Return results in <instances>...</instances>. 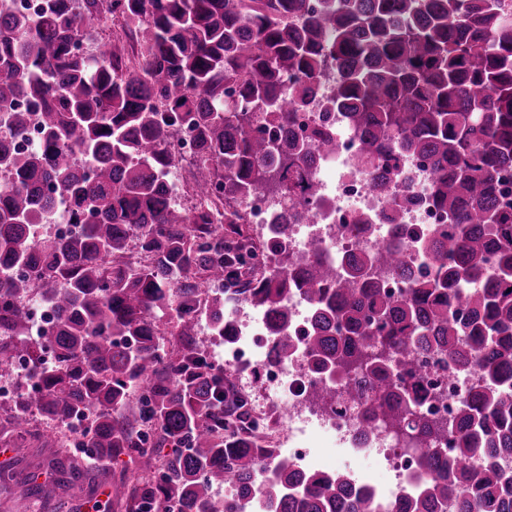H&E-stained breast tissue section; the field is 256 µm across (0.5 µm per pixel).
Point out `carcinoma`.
Returning <instances> with one entry per match:
<instances>
[{
    "label": "carcinoma",
    "mask_w": 512,
    "mask_h": 512,
    "mask_svg": "<svg viewBox=\"0 0 512 512\" xmlns=\"http://www.w3.org/2000/svg\"><path fill=\"white\" fill-rule=\"evenodd\" d=\"M125 37L84 51L107 18ZM347 112L356 165L387 195L396 161L430 166L429 197L450 229L418 242L425 271L412 277L401 250L346 253L340 266L295 261L283 240L252 234L240 205L267 196L285 223L320 203L312 161L336 147L326 123L305 138L286 128L328 63ZM25 103L14 108L16 100ZM9 133L37 123L42 140L18 150L0 136V371L26 353L23 401L4 408L0 438L85 412L74 438L95 458L152 464L123 470L117 507L144 512H236L213 489L258 494L266 512H372L341 472L305 480L294 462L240 436L248 400L199 353L203 321L228 340V292L247 296L276 337L267 362L305 350L312 371L348 378L347 398L410 443L429 442L432 474L395 512H512V0H46L37 13L0 9V113ZM189 129L198 156L191 199L171 202L165 176L181 167L168 138ZM62 206L80 233L59 239L34 223ZM277 255L271 271L244 268V253ZM385 273L406 285L397 299ZM55 309L44 341H27L31 300ZM312 304L302 341L288 335V295ZM483 351L471 403L450 422L416 413L424 378L414 351L468 364ZM457 436L461 482L438 479L448 434ZM170 451L165 453L163 448ZM274 476L254 485L260 459ZM484 463L476 473L471 466ZM57 486L83 481L57 462ZM27 495L54 489L26 478Z\"/></svg>",
    "instance_id": "cac0c4a2"
}]
</instances>
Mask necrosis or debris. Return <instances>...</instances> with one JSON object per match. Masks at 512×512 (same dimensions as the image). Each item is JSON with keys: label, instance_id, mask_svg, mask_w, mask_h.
I'll use <instances>...</instances> for the list:
<instances>
[{"label": "necrosis or debris", "instance_id": "necrosis-or-debris-1", "mask_svg": "<svg viewBox=\"0 0 512 512\" xmlns=\"http://www.w3.org/2000/svg\"><path fill=\"white\" fill-rule=\"evenodd\" d=\"M337 72L328 68L316 82L317 94L308 108L300 112L295 124L288 129L290 136L304 137L308 127L323 119L334 126L336 151L317 158L314 173L323 194L324 204L314 209L307 220L288 226L284 239L295 258L304 259L319 253L324 262L337 263L351 249L370 253L375 245L392 239L395 228L388 218L393 208L392 198L382 196L373 186L370 170L355 165L356 136L349 129L343 111H325V103L336 87ZM402 180L396 192L418 196L403 218L407 228L429 232L448 224L447 214L437 210L426 192L430 170L426 163L407 158L401 164ZM369 217L374 234L353 239L349 230L356 218ZM226 316L236 324L237 334L225 343L223 351H211L207 361L219 370L234 372L237 388L247 392L261 384L266 401L259 412L253 413L251 426L244 438L266 448H278L289 443V456L302 470H326L320 448L347 449L375 461L373 482L369 490L375 504L374 512H386L388 506L412 496L425 477L418 466L419 450L405 445L399 435L385 422L376 421L367 437H360L362 411L346 403L335 409L313 404L309 395L319 378L311 372L304 353H297L276 369L266 370V353L273 339L267 336L262 313L246 306L238 297H230ZM416 365L424 369L426 379L419 400L420 410L439 419L454 417L472 397L471 384L478 378L480 367L471 363L459 369L454 362L435 364L431 355H417Z\"/></svg>", "mask_w": 512, "mask_h": 512}]
</instances>
